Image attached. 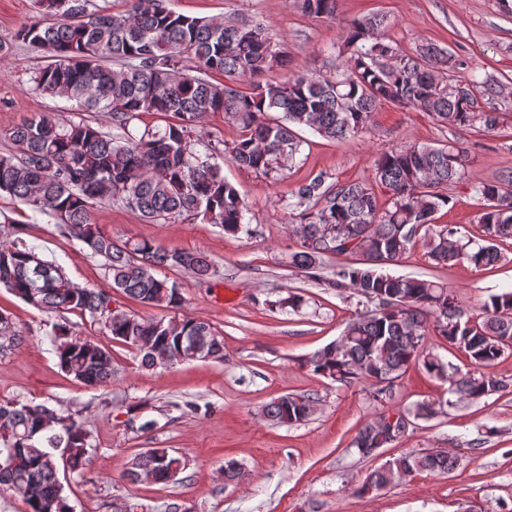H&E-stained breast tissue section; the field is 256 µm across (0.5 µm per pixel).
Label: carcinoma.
I'll use <instances>...</instances> for the list:
<instances>
[{
	"instance_id": "1",
	"label": "carcinoma",
	"mask_w": 512,
	"mask_h": 512,
	"mask_svg": "<svg viewBox=\"0 0 512 512\" xmlns=\"http://www.w3.org/2000/svg\"><path fill=\"white\" fill-rule=\"evenodd\" d=\"M87 2L38 0L44 20L22 27L17 38L51 54L52 62L31 75L34 94L105 112L117 132L46 114L23 120L5 134L13 150L0 157V196L65 224L91 254L105 259L110 288L147 307H181L179 288L160 277L162 269L182 268L208 280L216 274L212 261L201 252L169 251L156 240L116 244L93 222L94 205L121 204L150 224L201 215L227 234L248 236L246 203L210 162L219 151L238 167L279 182L302 146L294 128L346 139L367 130L384 102L420 109L447 126L489 133L500 124L499 113L477 109L479 82L450 81L444 50L425 44L408 53L378 38L388 25L380 14L345 25L338 46L344 62L336 71L283 77L287 52L257 23L188 17L170 9L168 0H128L120 14L92 13ZM300 8L332 18L336 0H300ZM109 60L117 68L103 65ZM213 71L223 72L226 81L212 82ZM143 112L173 121L141 132L135 120ZM212 112L224 113L240 129L237 140L200 138ZM465 162L455 140L413 145L377 155L372 185L329 183L320 173L289 192L288 208L298 211L290 225L298 248L288 254L289 265L313 277L326 259L353 256L351 263L336 264L323 283L374 305L356 313L336 341L306 361L314 374L342 385L367 382L379 402L391 398L396 381L416 362L448 380L461 398L479 400L508 389L481 368L512 351V291L491 296L475 316L441 282L384 271L419 242L438 266L465 261L484 268L502 260L498 242L512 240V172L477 189L480 238L463 243L454 225L435 222L449 203L444 190L462 179ZM375 184L386 191L383 203ZM344 241L356 246L345 250ZM0 284L42 311L89 318L100 333L134 351L146 369L224 361V340L209 323L112 312L105 306L111 294L74 283L21 239L0 244ZM432 334L463 350L474 372L458 376L429 346ZM54 347L61 371L79 384L100 386L112 379L108 346L73 337L60 325ZM311 413V400L292 394L264 408L281 425L303 422ZM400 437L374 419L358 430L351 447L367 458L365 449L386 448ZM91 460L90 436L74 418L45 403L0 402V486L19 494L27 512H72L59 466L80 474ZM457 466V458L443 450L405 454L370 471L356 492L379 491L398 476L448 473ZM185 467L186 460L167 448H146L134 455L128 477L145 474L169 485Z\"/></svg>"
}]
</instances>
